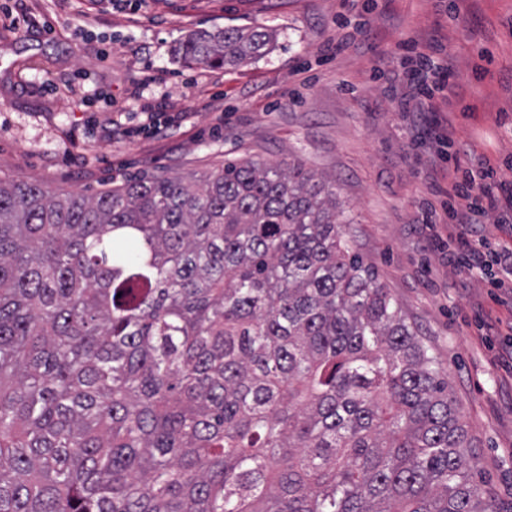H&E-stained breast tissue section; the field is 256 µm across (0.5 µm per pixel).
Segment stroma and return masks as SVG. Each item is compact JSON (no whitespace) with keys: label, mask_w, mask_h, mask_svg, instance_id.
Instances as JSON below:
<instances>
[{"label":"stroma","mask_w":512,"mask_h":512,"mask_svg":"<svg viewBox=\"0 0 512 512\" xmlns=\"http://www.w3.org/2000/svg\"><path fill=\"white\" fill-rule=\"evenodd\" d=\"M254 26L278 36L258 60H173L191 31ZM409 39L451 68L435 111L394 93ZM245 157L335 182L345 237L448 375L474 482L512 512V290L449 263L444 223L465 207L448 164L512 183V0H0V179L90 197Z\"/></svg>","instance_id":"obj_1"}]
</instances>
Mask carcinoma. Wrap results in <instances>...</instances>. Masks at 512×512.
<instances>
[{
	"label": "carcinoma",
	"instance_id": "1",
	"mask_svg": "<svg viewBox=\"0 0 512 512\" xmlns=\"http://www.w3.org/2000/svg\"><path fill=\"white\" fill-rule=\"evenodd\" d=\"M336 207L253 157L92 198L0 180V512H493L448 375Z\"/></svg>",
	"mask_w": 512,
	"mask_h": 512
}]
</instances>
